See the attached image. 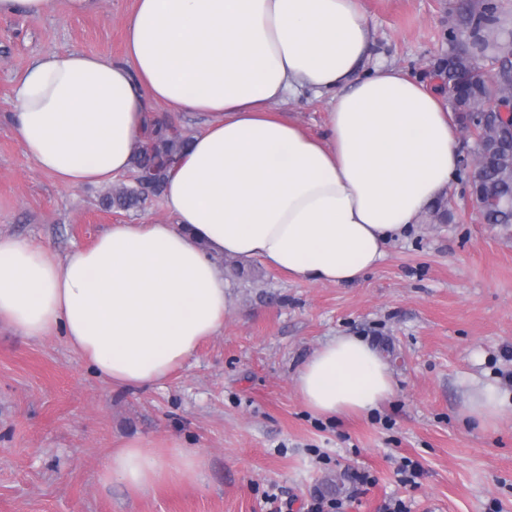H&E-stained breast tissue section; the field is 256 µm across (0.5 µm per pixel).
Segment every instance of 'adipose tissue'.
Wrapping results in <instances>:
<instances>
[{"label": "adipose tissue", "mask_w": 512, "mask_h": 512, "mask_svg": "<svg viewBox=\"0 0 512 512\" xmlns=\"http://www.w3.org/2000/svg\"><path fill=\"white\" fill-rule=\"evenodd\" d=\"M124 42L121 62L37 58L13 88L15 132L71 188L131 170L148 105L205 114L167 180L170 223L113 224L62 257L0 235V324L62 336L112 388L163 383L223 329V257L352 284L455 180L447 102L374 59L362 0H135ZM305 90L327 103L322 135L274 109ZM295 386L324 418L395 393L378 349L350 335L317 348ZM506 405L496 384L472 381L462 414L491 430ZM204 466L179 439L131 440L107 453L101 478L145 493L194 483Z\"/></svg>", "instance_id": "adipose-tissue-1"}]
</instances>
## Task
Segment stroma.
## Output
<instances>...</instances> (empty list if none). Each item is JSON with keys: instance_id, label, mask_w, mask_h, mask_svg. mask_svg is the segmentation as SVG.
Instances as JSON below:
<instances>
[{"instance_id": "obj_1", "label": "stroma", "mask_w": 512, "mask_h": 512, "mask_svg": "<svg viewBox=\"0 0 512 512\" xmlns=\"http://www.w3.org/2000/svg\"><path fill=\"white\" fill-rule=\"evenodd\" d=\"M464 0H363L375 57L430 80ZM133 0L69 14L0 15V234L58 254L113 224L169 221L162 198L123 211L114 184L65 188L40 172L14 131L11 90L39 56L70 51L122 60ZM460 168L444 224H418L361 282L309 285L259 265L227 279L224 327L163 386L121 391L96 378L57 336L0 325V512H304L338 479L345 512H512V408L492 431L461 416L466 384L512 371V227L484 223ZM369 339L395 397L368 416L333 420L302 404L294 376L331 337ZM138 438L181 439L206 462L194 484L145 494L100 480L105 454ZM419 462L399 482L400 457ZM370 473L369 485L354 473Z\"/></svg>"}]
</instances>
